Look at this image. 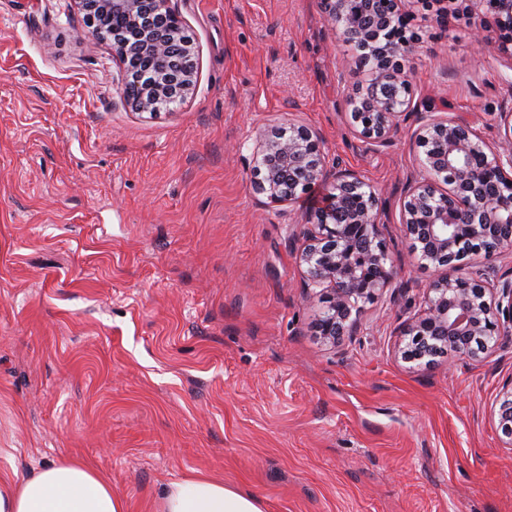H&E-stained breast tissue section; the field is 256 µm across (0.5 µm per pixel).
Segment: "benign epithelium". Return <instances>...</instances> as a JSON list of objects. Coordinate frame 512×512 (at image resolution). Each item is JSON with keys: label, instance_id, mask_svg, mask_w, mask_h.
I'll list each match as a JSON object with an SVG mask.
<instances>
[{"label": "benign epithelium", "instance_id": "benign-epithelium-1", "mask_svg": "<svg viewBox=\"0 0 512 512\" xmlns=\"http://www.w3.org/2000/svg\"><path fill=\"white\" fill-rule=\"evenodd\" d=\"M82 11L96 8L129 29L141 27L146 0H72ZM161 35L144 44L150 58L179 60L172 87L132 88L122 78L124 101L140 114L158 113L162 95L186 97L196 81L195 47L171 0H152ZM351 0H323L324 12L344 29L368 70L372 94L349 98L347 121L359 140L386 142L398 128L413 100L406 62L418 33L410 27L416 3L436 7L444 20L452 13L480 17L477 43L494 23L499 50L512 55V0H383L400 17L396 30L369 26L351 10ZM396 92L388 93L389 88ZM504 134L489 147L469 126L427 119L415 131L425 156L423 172L409 184L403 201V227L411 251L438 273L426 288L425 307L397 330L404 345L401 357L431 363L443 354L474 356L495 347L512 333V280L484 270L462 272L469 253L490 259L512 248V113L501 115ZM253 186L269 202L301 200L325 187L326 201L311 212L300 233L298 263L305 268L307 288L320 295L323 309L314 323L316 336L331 349L352 340L360 328L361 305L396 287V271L387 264L382 239V203L378 194L341 163L329 165L320 139L305 127L290 126L260 141ZM498 428L504 447H512V383L498 395Z\"/></svg>", "mask_w": 512, "mask_h": 512}]
</instances>
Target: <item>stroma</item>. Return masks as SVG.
I'll use <instances>...</instances> for the list:
<instances>
[{"label": "stroma", "mask_w": 512, "mask_h": 512, "mask_svg": "<svg viewBox=\"0 0 512 512\" xmlns=\"http://www.w3.org/2000/svg\"><path fill=\"white\" fill-rule=\"evenodd\" d=\"M172 4L198 77L153 117L70 0H0V473L78 459L126 512L198 474L265 512H512L493 418L512 337L427 365L395 352L434 278L402 226L414 121L382 146L354 137L345 103L367 76L321 0ZM412 25L419 112L497 143L512 57L495 32L477 46L479 19L421 4ZM292 125L379 193L399 273L339 351L312 330L306 206L252 187L260 140Z\"/></svg>", "instance_id": "obj_1"}]
</instances>
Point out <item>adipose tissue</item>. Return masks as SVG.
Listing matches in <instances>:
<instances>
[{
  "label": "adipose tissue",
  "instance_id": "ef3b65f1",
  "mask_svg": "<svg viewBox=\"0 0 512 512\" xmlns=\"http://www.w3.org/2000/svg\"><path fill=\"white\" fill-rule=\"evenodd\" d=\"M0 512H125V503L86 464L52 460L26 476L0 475ZM158 512H265V507L255 495L223 480L193 476L164 488Z\"/></svg>",
  "mask_w": 512,
  "mask_h": 512
}]
</instances>
